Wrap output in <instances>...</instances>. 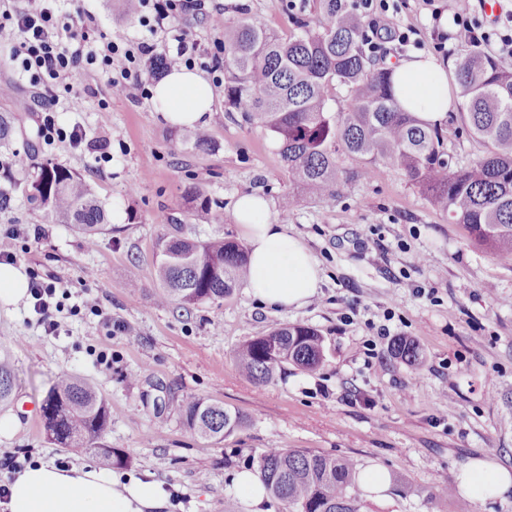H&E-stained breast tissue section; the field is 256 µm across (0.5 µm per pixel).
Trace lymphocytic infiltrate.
<instances>
[{
    "label": "lymphocytic infiltrate",
    "mask_w": 512,
    "mask_h": 512,
    "mask_svg": "<svg viewBox=\"0 0 512 512\" xmlns=\"http://www.w3.org/2000/svg\"><path fill=\"white\" fill-rule=\"evenodd\" d=\"M156 25L167 26L173 44L159 48L149 42H132L99 33L95 17L77 11L67 23L56 17V0H38L32 10L0 12V43L10 45L18 73H33L62 85L67 91V107L80 111V87L87 71L100 66L113 89L122 92L129 77H142L144 65L162 63L171 69L194 67L199 47L173 20L186 12L207 16L206 0H139ZM449 14L467 45L495 44L498 51L512 54V26L503 27L499 37H491L476 16L474 0H442L432 12L433 19Z\"/></svg>",
    "instance_id": "f902f5d3"
}]
</instances>
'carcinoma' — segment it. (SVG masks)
<instances>
[{"instance_id": "1", "label": "carcinoma", "mask_w": 512, "mask_h": 512, "mask_svg": "<svg viewBox=\"0 0 512 512\" xmlns=\"http://www.w3.org/2000/svg\"><path fill=\"white\" fill-rule=\"evenodd\" d=\"M314 11V23L297 20L286 36L255 16L220 29L225 104L270 132L288 180L304 196L327 200L340 193L347 185L338 164L341 154L362 161L361 177L372 176L383 162L403 170L435 210L465 225L474 244L512 260V70L478 50L458 60L455 77L463 106L456 114L457 130L484 148L473 164L458 169L438 128L398 104L394 71L375 67L366 53L369 23L351 0H315ZM336 84L351 94L345 112L328 107ZM33 168L34 175L19 183L28 203L94 242L105 230V214L89 185L62 166L35 160ZM155 249L160 251L155 280L161 305L221 301L247 274L245 247L233 238L162 233ZM393 352L418 364L416 347L404 338L393 343ZM234 360L261 384L286 364L318 367L323 339L309 326L277 324L238 349ZM14 380L11 356L1 348L0 406L10 402ZM41 413L47 435L60 447L91 451L104 466L128 464L122 451L98 445L112 412L86 380L65 370L57 373ZM182 420L205 440L222 439L246 424L240 412L197 396L183 401ZM255 472L285 512H361L356 465L349 459L270 448Z\"/></svg>"}]
</instances>
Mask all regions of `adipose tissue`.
<instances>
[{
	"label": "adipose tissue",
	"instance_id": "ef3b65f1",
	"mask_svg": "<svg viewBox=\"0 0 512 512\" xmlns=\"http://www.w3.org/2000/svg\"><path fill=\"white\" fill-rule=\"evenodd\" d=\"M449 64L428 55L404 60L394 72L401 107L423 122L439 125L448 118L453 98ZM163 118L177 126H203L213 92L195 71L172 69L152 89ZM269 204L257 194L241 196L234 218L249 247L248 295L267 308H300L310 303L322 283L321 270L308 247L289 234L283 223L271 222ZM460 493L479 500L512 490V472L492 462L472 459L458 476ZM171 495L152 474L121 478L88 466L60 469L38 462L26 466L9 485L8 512H168Z\"/></svg>",
	"mask_w": 512,
	"mask_h": 512
}]
</instances>
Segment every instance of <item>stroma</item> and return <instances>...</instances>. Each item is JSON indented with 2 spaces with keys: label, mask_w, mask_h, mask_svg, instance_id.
I'll return each instance as SVG.
<instances>
[{
  "label": "stroma",
  "mask_w": 512,
  "mask_h": 512,
  "mask_svg": "<svg viewBox=\"0 0 512 512\" xmlns=\"http://www.w3.org/2000/svg\"><path fill=\"white\" fill-rule=\"evenodd\" d=\"M382 23L413 30L416 46L385 43L386 61L434 54L458 60L465 48L457 26L440 35L428 0H394ZM303 0H213L211 17L186 15L180 23L201 56L219 42L214 18L232 24L246 15L280 34L292 27ZM85 7L104 33L168 41L128 16L122 0H63V13ZM0 115L16 130L0 146V162L15 179L32 159L81 174L103 202L111 229L95 242L71 225L33 210L19 190L0 208V255L14 256L27 277L55 285L64 304L59 335L45 334L32 297L0 302V343L11 345L16 369L14 399L0 408L10 421L0 433V485L37 461L58 466L96 465L94 453L60 448L32 423L55 373L62 368L92 383L112 411L101 444L127 454L128 474H153L172 495L171 512H281L262 508L235 487L238 473L271 448L309 449L353 460L358 469L381 467L391 484L382 501L366 500L362 512H459L461 500L433 497L435 487H456L457 477L479 457L512 470V262L476 246L463 225L435 211L398 168L378 164L360 177L359 159L339 160L351 174L333 200L301 198L288 220L290 234L312 250L323 271L319 294L301 308L258 305L245 288L216 303L180 308L154 301V245L167 225L185 234L239 238L237 199L259 194L278 220L292 185L271 134L245 121L224 103L223 83H213L207 129L211 148L186 143V128L166 122L150 91L129 82L113 92L98 71L84 80V108H58L47 139L35 131L43 113L34 103L46 84L19 79L0 58ZM81 126L86 137L68 134ZM215 200L209 225L197 228L185 201L189 188ZM140 268L142 286H124L128 268ZM97 311L81 304L85 294ZM317 329L324 339L322 364L310 372L285 366L256 384L234 362L236 349L276 324ZM136 329L129 337L124 327ZM419 348L413 366L395 357V339ZM190 395L224 403L247 419L221 440H203L181 421Z\"/></svg>",
  "instance_id": "stroma-1"
}]
</instances>
